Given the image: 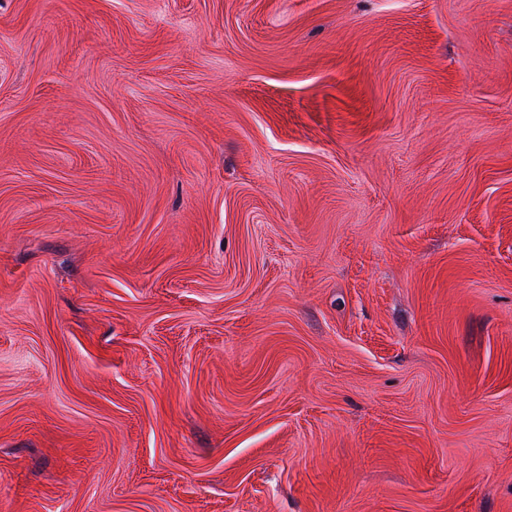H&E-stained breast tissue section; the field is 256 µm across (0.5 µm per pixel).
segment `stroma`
<instances>
[{
	"label": "stroma",
	"instance_id": "1",
	"mask_svg": "<svg viewBox=\"0 0 512 512\" xmlns=\"http://www.w3.org/2000/svg\"><path fill=\"white\" fill-rule=\"evenodd\" d=\"M0 512H512V0H0Z\"/></svg>",
	"mask_w": 512,
	"mask_h": 512
}]
</instances>
